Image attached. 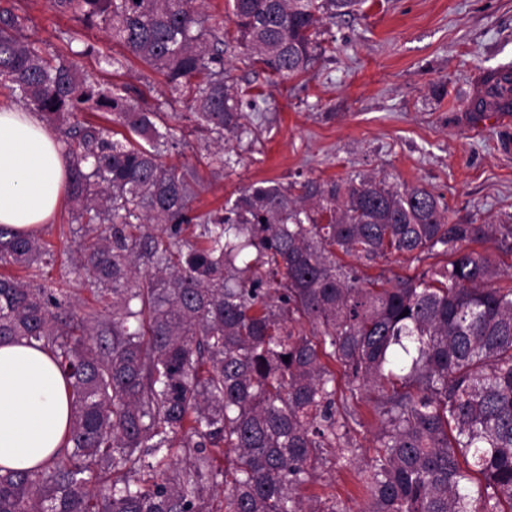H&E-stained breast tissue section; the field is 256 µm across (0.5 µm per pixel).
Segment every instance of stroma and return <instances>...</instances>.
I'll return each mask as SVG.
<instances>
[{
    "mask_svg": "<svg viewBox=\"0 0 512 512\" xmlns=\"http://www.w3.org/2000/svg\"><path fill=\"white\" fill-rule=\"evenodd\" d=\"M0 6L26 14L30 34L49 55L74 60L104 86L134 85L159 105L183 141L169 162L192 164L203 154L208 137L182 119L184 103L166 101L163 75L136 60L117 72L105 65V57L124 49L101 27L61 14L52 0H0ZM320 41L324 56L298 78L283 81L234 63L230 76L238 87L265 98L266 121L260 136L230 143L232 166L198 198L200 211L261 180L285 184L299 175L338 179L365 172L425 186L448 205L451 223L512 224V152L499 148L512 139V120L503 112L476 120L467 110L482 76L512 63V0H366L361 11L324 26ZM69 208L61 203L40 231L57 255L55 265L27 276L70 289L79 313L109 318L86 276L72 268ZM302 492L336 499L347 512L364 506L353 467L340 462L328 464Z\"/></svg>",
    "mask_w": 512,
    "mask_h": 512,
    "instance_id": "35a3bbf8",
    "label": "stroma"
}]
</instances>
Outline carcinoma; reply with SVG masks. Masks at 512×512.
Segmentation results:
<instances>
[{"label":"carcinoma","mask_w":512,"mask_h":512,"mask_svg":"<svg viewBox=\"0 0 512 512\" xmlns=\"http://www.w3.org/2000/svg\"><path fill=\"white\" fill-rule=\"evenodd\" d=\"M53 2L163 74L217 150L167 164L171 127L137 90L82 76L0 7V86L62 133L74 268L112 306L82 317L64 289L0 274V340L51 352L72 444L1 474L0 512H204L220 481L225 512H345L298 489L324 453L356 460L364 407L378 446L357 469L363 512H512V286L465 248L512 253V224H452L425 187L360 173L262 180L193 207L200 168L220 175L224 144L261 131L228 59L298 77L322 53L319 29L366 0H227L232 34L195 0ZM74 111L123 132L63 127ZM469 111L512 112V64L483 76ZM393 254L433 263L381 279L342 260ZM55 263L39 235L0 224L1 266Z\"/></svg>","instance_id":"1"}]
</instances>
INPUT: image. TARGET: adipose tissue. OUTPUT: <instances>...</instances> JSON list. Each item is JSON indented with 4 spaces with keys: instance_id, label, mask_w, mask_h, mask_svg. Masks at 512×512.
Masks as SVG:
<instances>
[{
    "instance_id": "1",
    "label": "adipose tissue",
    "mask_w": 512,
    "mask_h": 512,
    "mask_svg": "<svg viewBox=\"0 0 512 512\" xmlns=\"http://www.w3.org/2000/svg\"><path fill=\"white\" fill-rule=\"evenodd\" d=\"M69 165L65 144L24 109L0 110V224L22 235L49 223ZM67 387L51 354L0 342V469L37 467L66 444Z\"/></svg>"
}]
</instances>
